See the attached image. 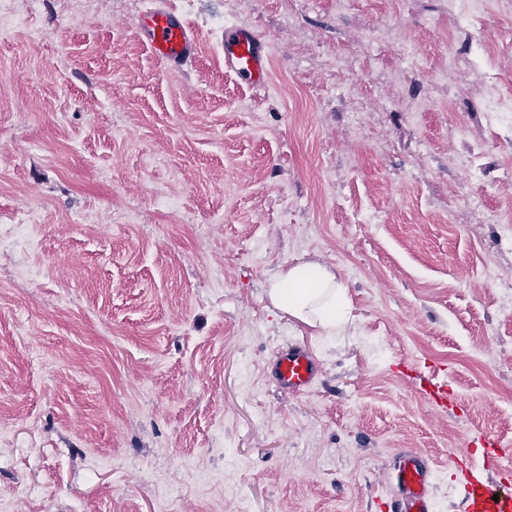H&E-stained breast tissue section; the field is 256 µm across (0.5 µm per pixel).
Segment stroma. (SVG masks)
I'll use <instances>...</instances> for the list:
<instances>
[{
  "label": "stroma",
  "instance_id": "35a3bbf8",
  "mask_svg": "<svg viewBox=\"0 0 512 512\" xmlns=\"http://www.w3.org/2000/svg\"><path fill=\"white\" fill-rule=\"evenodd\" d=\"M174 2L41 0V40L0 29V232L29 212L38 240L0 246V512H390L404 450L436 512H464L453 453L512 445V123L482 112L483 68L439 78L443 0H195L197 55L168 70L137 20ZM384 9L409 75L363 43ZM230 23L267 37V91L225 72ZM505 25L476 20L512 74ZM341 53L362 77L344 95ZM401 93L430 109L382 106ZM463 127L480 173L449 162ZM297 261L336 273L346 335L272 306ZM291 343L321 369L299 398L269 374ZM418 379L422 388L424 396L436 407L447 408L449 403H457L448 392V388L434 382L433 375H427L425 372H418ZM426 382L428 386H423Z\"/></svg>",
  "mask_w": 512,
  "mask_h": 512
}]
</instances>
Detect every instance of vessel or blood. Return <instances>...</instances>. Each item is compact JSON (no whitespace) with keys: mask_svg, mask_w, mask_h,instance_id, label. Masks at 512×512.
<instances>
[{"mask_svg":"<svg viewBox=\"0 0 512 512\" xmlns=\"http://www.w3.org/2000/svg\"><path fill=\"white\" fill-rule=\"evenodd\" d=\"M147 46L159 63L182 66L196 50L199 35L174 9L158 6L148 11L141 23ZM225 71L254 90H266L270 84L271 56L268 43L248 25L225 27L222 37ZM270 374L281 394L300 396L313 390L319 381L317 360L303 346L291 345L276 350ZM424 396L435 406L447 407L451 395L433 376L419 373ZM512 450L496 446L484 452L481 460L466 458L460 487L467 512H512V483L484 478V471L500 468ZM396 494L394 512H435L431 488L433 471L429 462L413 451L397 456L390 472Z\"/></svg>","mask_w":512,"mask_h":512,"instance_id":"vessel-or-blood-1","label":"vessel or blood"}]
</instances>
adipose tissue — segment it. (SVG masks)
Instances as JSON below:
<instances>
[{
	"mask_svg": "<svg viewBox=\"0 0 512 512\" xmlns=\"http://www.w3.org/2000/svg\"><path fill=\"white\" fill-rule=\"evenodd\" d=\"M270 302L293 318L333 336L349 321L342 285L327 267L312 263L286 266L268 289Z\"/></svg>",
	"mask_w": 512,
	"mask_h": 512,
	"instance_id": "adipose-tissue-1",
	"label": "adipose tissue"
}]
</instances>
